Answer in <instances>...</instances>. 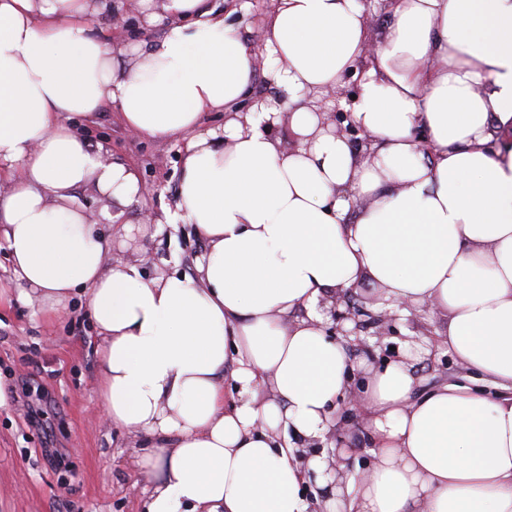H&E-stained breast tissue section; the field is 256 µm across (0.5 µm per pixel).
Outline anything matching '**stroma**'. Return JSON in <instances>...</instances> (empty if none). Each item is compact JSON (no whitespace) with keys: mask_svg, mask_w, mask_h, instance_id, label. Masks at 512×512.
<instances>
[{"mask_svg":"<svg viewBox=\"0 0 512 512\" xmlns=\"http://www.w3.org/2000/svg\"><path fill=\"white\" fill-rule=\"evenodd\" d=\"M124 13L127 31H113L108 13L89 24L90 36L118 50L125 44L159 40L161 27L152 34L139 33L142 17L124 0H113ZM91 138L105 143L108 158L134 165L142 181L161 187L158 211L177 202L180 143L174 138L130 135L114 108H105L90 127ZM75 201L89 215L99 232L125 251L127 261L139 263L145 278L168 271L195 274V258L205 250L204 240L193 225L156 224L145 239L131 242L126 225L140 223V207L123 208L118 222L104 219L107 200L95 188L76 190ZM4 249L0 248V512H143L150 491L137 466L147 442L118 431L102 421L97 392V341L88 315L85 295H75L65 317H35L17 299ZM359 308L360 326L344 344L355 367L356 381H364L394 358L405 345L417 343L425 353L414 361L413 371L423 387L466 376V369L440 342L445 317L422 310L395 316L388 330H380L374 318L387 311L379 291L357 288L351 299ZM33 376L46 388L49 398L30 418L16 391L21 379ZM338 432L325 442L297 449V457L328 458L337 438L350 449L349 479L372 466V441L363 415L338 421ZM52 432L64 457L52 463L42 455L45 432Z\"/></svg>","mask_w":512,"mask_h":512,"instance_id":"obj_1","label":"stroma"}]
</instances>
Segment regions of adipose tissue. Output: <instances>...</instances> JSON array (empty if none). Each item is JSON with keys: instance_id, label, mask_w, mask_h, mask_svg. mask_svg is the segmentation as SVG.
Returning <instances> with one entry per match:
<instances>
[{"instance_id": "obj_1", "label": "adipose tissue", "mask_w": 512, "mask_h": 512, "mask_svg": "<svg viewBox=\"0 0 512 512\" xmlns=\"http://www.w3.org/2000/svg\"><path fill=\"white\" fill-rule=\"evenodd\" d=\"M154 2L133 6L163 22L159 43L119 62L87 33L106 0H0V243L39 312L84 290L103 413L152 447L146 512H308L304 474L323 463L292 440L325 439L351 395L375 462L326 512H512V0H388L373 47L361 0H276L259 54L207 0ZM357 69L340 106L364 150L304 100ZM260 71L295 149L269 107H242ZM109 106L182 140L172 218L206 244L195 278L110 264L76 205L85 185L139 197L134 167L77 128ZM361 285L445 315L449 353L499 394L421 389L418 344L352 390L317 305Z\"/></svg>"}]
</instances>
